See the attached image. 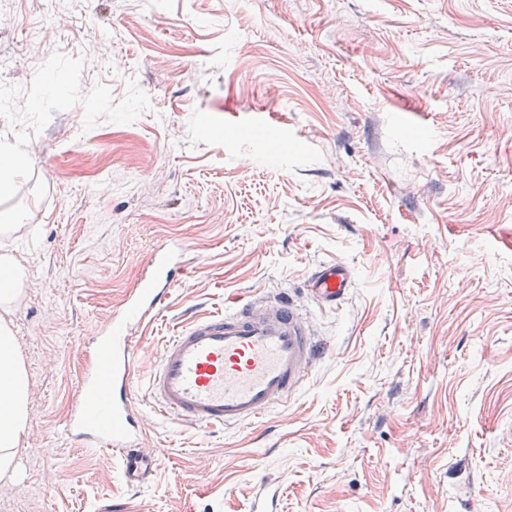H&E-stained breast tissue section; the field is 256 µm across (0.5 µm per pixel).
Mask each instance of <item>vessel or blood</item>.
<instances>
[{"label": "vessel or blood", "instance_id": "b4317fda", "mask_svg": "<svg viewBox=\"0 0 512 512\" xmlns=\"http://www.w3.org/2000/svg\"><path fill=\"white\" fill-rule=\"evenodd\" d=\"M183 241L170 239L148 260L125 307L90 341L94 359L80 378L65 432L76 444L117 456L132 487L150 481L154 453L142 448L135 406L136 331L157 318L184 276ZM354 270L333 260L309 277L307 291L323 308L342 303ZM323 352L292 302L262 307L248 301L234 310L195 317L162 345L148 395L162 416L203 429L255 421L302 385Z\"/></svg>", "mask_w": 512, "mask_h": 512}]
</instances>
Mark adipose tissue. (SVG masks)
<instances>
[{"mask_svg": "<svg viewBox=\"0 0 512 512\" xmlns=\"http://www.w3.org/2000/svg\"><path fill=\"white\" fill-rule=\"evenodd\" d=\"M0 481L17 476L16 450L28 425L29 378L24 369L16 338L7 322H0Z\"/></svg>", "mask_w": 512, "mask_h": 512, "instance_id": "adipose-tissue-1", "label": "adipose tissue"}]
</instances>
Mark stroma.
<instances>
[{
  "label": "stroma",
  "instance_id": "1",
  "mask_svg": "<svg viewBox=\"0 0 512 512\" xmlns=\"http://www.w3.org/2000/svg\"><path fill=\"white\" fill-rule=\"evenodd\" d=\"M0 254L29 423L0 512H512V0H0ZM289 137L287 158L274 144ZM144 486L64 432L89 336L156 246ZM342 258L338 307L304 293ZM294 301L332 351L231 429L144 383L192 317ZM23 271L8 254L0 255V307L7 308L11 305L19 292L16 288L21 282ZM6 282L2 288V283ZM9 285V288L7 286Z\"/></svg>",
  "mask_w": 512,
  "mask_h": 512
}]
</instances>
